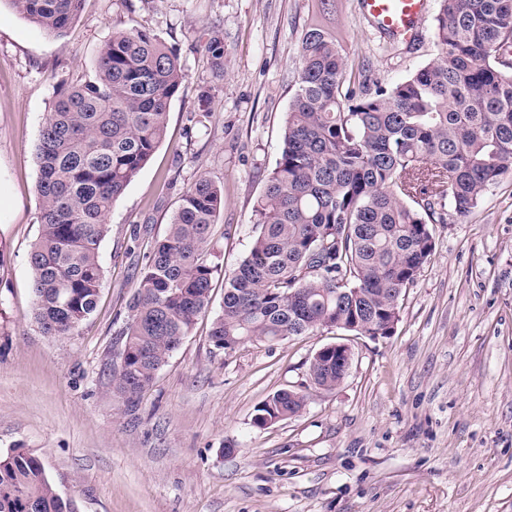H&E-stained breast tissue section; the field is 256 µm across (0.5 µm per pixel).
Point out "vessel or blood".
I'll use <instances>...</instances> for the list:
<instances>
[{"instance_id":"obj_1","label":"vessel or blood","mask_w":512,"mask_h":512,"mask_svg":"<svg viewBox=\"0 0 512 512\" xmlns=\"http://www.w3.org/2000/svg\"><path fill=\"white\" fill-rule=\"evenodd\" d=\"M365 17L381 33L407 43L418 37L427 0H360Z\"/></svg>"}]
</instances>
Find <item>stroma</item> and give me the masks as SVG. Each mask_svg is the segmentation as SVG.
<instances>
[{
	"label": "stroma",
	"mask_w": 512,
	"mask_h": 512,
	"mask_svg": "<svg viewBox=\"0 0 512 512\" xmlns=\"http://www.w3.org/2000/svg\"><path fill=\"white\" fill-rule=\"evenodd\" d=\"M428 0L410 44L374 30L360 0H85L64 36L0 0V454L22 448L78 512H512V172L434 252L401 300L392 336L323 332L216 352L225 273L247 255L254 205L279 157L313 17L352 68L395 84L436 54ZM144 29L186 74L166 137L107 218L97 308L70 336L33 315L36 150L59 81L81 79L113 32ZM224 44L216 72L206 44ZM224 188L212 240L224 273L201 317L134 409L112 392L117 332L137 260L183 191ZM347 343L349 373L315 388L309 364ZM305 393L298 415L259 429L258 406Z\"/></svg>",
	"instance_id": "obj_1"
}]
</instances>
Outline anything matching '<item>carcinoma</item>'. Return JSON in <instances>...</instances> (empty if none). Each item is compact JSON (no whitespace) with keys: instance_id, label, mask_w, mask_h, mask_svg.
<instances>
[{"instance_id":"carcinoma-1","label":"carcinoma","mask_w":512,"mask_h":512,"mask_svg":"<svg viewBox=\"0 0 512 512\" xmlns=\"http://www.w3.org/2000/svg\"><path fill=\"white\" fill-rule=\"evenodd\" d=\"M61 37L83 0H10ZM435 61L386 87L348 69L337 34L313 23L279 158L255 206L248 254L224 275L213 348L338 330L389 336L400 300L434 249L431 225L470 216L512 168V0H438ZM222 70L224 46H206ZM185 79L177 49L146 30L112 33L90 73L56 87L37 147L39 234L29 257L34 319L73 335L94 313L100 245L112 206L163 142ZM450 212H445V209ZM224 189L199 177L139 269L118 331L112 390L135 406L212 302L211 227ZM316 388L345 376L336 354L309 365ZM307 396L280 390L256 409L264 428L299 413ZM77 512L38 457L0 456V512Z\"/></svg>"}]
</instances>
